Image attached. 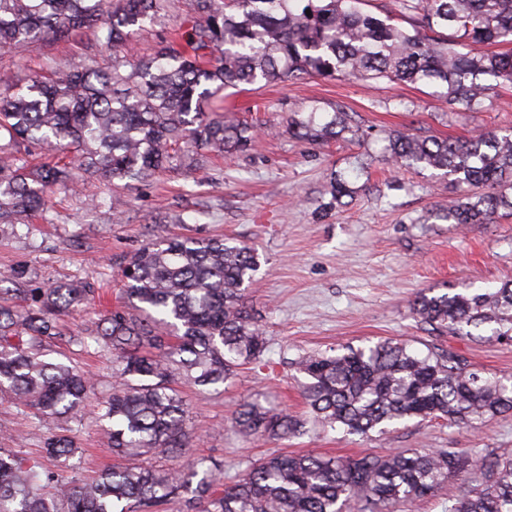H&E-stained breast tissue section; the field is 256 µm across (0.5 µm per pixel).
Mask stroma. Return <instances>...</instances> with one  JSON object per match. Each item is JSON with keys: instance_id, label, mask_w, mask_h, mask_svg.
I'll return each instance as SVG.
<instances>
[{"instance_id": "35a3bbf8", "label": "stroma", "mask_w": 512, "mask_h": 512, "mask_svg": "<svg viewBox=\"0 0 512 512\" xmlns=\"http://www.w3.org/2000/svg\"><path fill=\"white\" fill-rule=\"evenodd\" d=\"M191 14L192 0H179L169 18L146 25L137 52L152 54ZM105 36L99 27L86 31L79 43L50 38L16 47L0 54V67L26 78L45 73L60 59L84 63L89 46L103 45ZM224 105L234 118L256 124L248 150L208 157L190 172L165 169L116 187L91 178L82 191H56L47 212L31 223L0 226V273L6 275L0 304H21L48 284L78 281L102 289L101 302L61 318V335L47 358L85 370L103 397L116 382L112 358L82 339L106 310L123 302L121 270L130 257L161 236L231 237L259 254L246 301L267 339L265 362L241 366L224 386L182 385L191 411L188 444L180 454L152 457L153 465L171 468L201 454L221 465L229 484L250 462L275 450L331 456L384 455L402 448L512 453V413L478 429L413 419L367 438L315 427L288 439L249 440L232 425L237 404L249 397L306 416L298 357L342 345L400 340L423 355L451 350L484 375L512 377V344L452 336L411 313L419 292L476 290L512 279V214L491 224L434 219L432 210L459 196V189L430 172L396 167L384 141L385 131L405 127L440 138L512 130V85L494 88L482 105L453 115L425 84L314 76L244 85L231 90ZM312 106L349 113L360 138L297 141L288 120ZM334 170L349 174L353 188L338 202L330 194ZM97 415L91 404L79 421L41 422L28 409L1 400L0 448L62 473L64 464L43 460L41 440L68 432L80 448L76 477H93L113 463Z\"/></svg>"}]
</instances>
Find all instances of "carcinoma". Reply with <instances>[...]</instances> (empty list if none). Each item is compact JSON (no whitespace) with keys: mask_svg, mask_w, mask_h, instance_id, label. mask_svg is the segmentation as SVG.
<instances>
[{"mask_svg":"<svg viewBox=\"0 0 512 512\" xmlns=\"http://www.w3.org/2000/svg\"><path fill=\"white\" fill-rule=\"evenodd\" d=\"M364 0H194L185 43L149 57L133 53L135 27L161 21L176 0H0V51L50 35L76 41L100 24L110 62H57L47 76L22 85L0 71V224H20L42 211L57 187L87 177L112 183L144 179L163 168L191 171L199 151L245 147L250 127L213 108L224 91L301 75L423 83L440 89L448 108L472 109L494 84L512 83V0H398L404 28L363 10ZM311 14H306V11ZM482 44L481 55L466 52ZM294 138L320 142L356 137L351 117L313 107L294 114ZM393 162L434 169L466 188L435 212L450 224H490L512 210V132L469 138L425 135L419 128L386 135ZM258 253L229 237L170 238L135 252L122 270L134 317L113 308L88 338L112 352L119 383L100 405L118 464L92 481L70 480L0 448V512H166L181 498L188 512H396L449 481L461 493L448 512H512V455L453 448L388 455L324 457L272 453L218 489L221 467L195 457L179 469L132 467L122 461L186 447L188 404L177 380L203 389L261 363L266 337L244 298ZM94 289L50 285L18 311L0 305V397L59 422L82 418L93 384L82 372L45 359L58 320ZM418 322L455 336L489 331L512 342V281L412 302ZM307 382L309 417L323 427L368 436L414 418L474 426L512 411V383L485 377L448 351L420 356L407 344L381 340L334 354L311 352L296 362ZM249 438L302 434L307 420L258 401L234 415ZM44 453L67 463L75 437L53 434ZM52 492L45 494V488Z\"/></svg>","mask_w":512,"mask_h":512,"instance_id":"obj_1","label":"carcinoma"}]
</instances>
